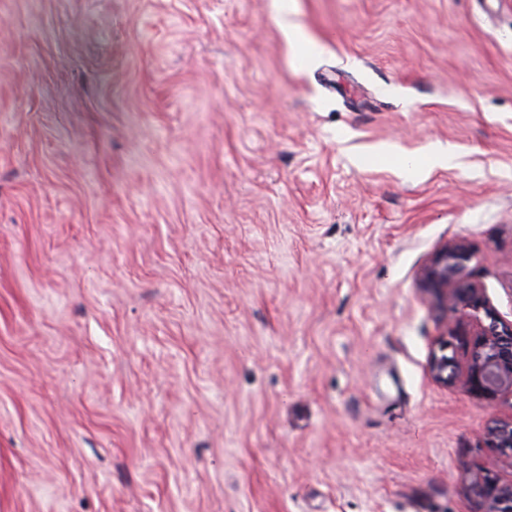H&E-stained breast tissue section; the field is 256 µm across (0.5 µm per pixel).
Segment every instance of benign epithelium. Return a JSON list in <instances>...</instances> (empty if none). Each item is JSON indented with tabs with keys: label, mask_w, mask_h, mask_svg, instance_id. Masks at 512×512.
Wrapping results in <instances>:
<instances>
[{
	"label": "benign epithelium",
	"mask_w": 512,
	"mask_h": 512,
	"mask_svg": "<svg viewBox=\"0 0 512 512\" xmlns=\"http://www.w3.org/2000/svg\"><path fill=\"white\" fill-rule=\"evenodd\" d=\"M471 256L467 241L451 239L419 273V288L436 297L446 313L441 350L459 345L465 351L461 363L453 355L432 356L429 371L436 381L458 385L492 404L512 397V321L499 314L474 279ZM487 443L512 452V419L494 421L487 431ZM467 481L481 512H512V480L502 483L487 472H470Z\"/></svg>",
	"instance_id": "1"
}]
</instances>
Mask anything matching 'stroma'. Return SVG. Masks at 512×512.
Instances as JSON below:
<instances>
[{"label":"stroma","mask_w":512,"mask_h":512,"mask_svg":"<svg viewBox=\"0 0 512 512\" xmlns=\"http://www.w3.org/2000/svg\"><path fill=\"white\" fill-rule=\"evenodd\" d=\"M457 238L511 321L512 0H0V512H479Z\"/></svg>","instance_id":"stroma-1"}]
</instances>
